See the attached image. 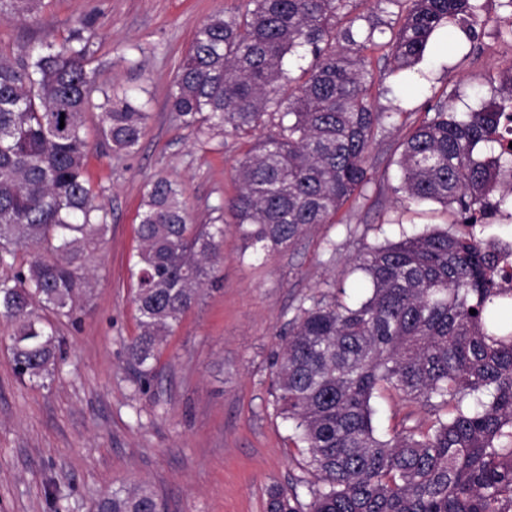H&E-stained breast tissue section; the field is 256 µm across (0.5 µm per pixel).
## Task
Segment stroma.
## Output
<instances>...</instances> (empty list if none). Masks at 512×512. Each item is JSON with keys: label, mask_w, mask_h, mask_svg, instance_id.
Here are the masks:
<instances>
[{"label": "stroma", "mask_w": 512, "mask_h": 512, "mask_svg": "<svg viewBox=\"0 0 512 512\" xmlns=\"http://www.w3.org/2000/svg\"><path fill=\"white\" fill-rule=\"evenodd\" d=\"M239 0H43L37 21L0 22V38L65 40L89 16L92 66L99 88L147 90L151 117L137 149L105 152L98 111L87 115L91 187L110 213L111 228L91 264V288L78 325L60 324L66 361L48 386L21 381L0 319V512H94L121 484L149 486L164 512H266L272 487L294 488L308 503L314 476L303 466L290 422L277 413L271 361L278 335L301 301L328 282L342 301L370 288L355 260L371 247L432 229L449 217L435 203L397 197L396 160L408 128L428 101L448 96L457 111L474 93L512 69V36L500 33L499 0H483V28L434 43L418 71L390 73L376 63L371 93L378 106L403 113L370 151L372 180L360 203L335 224H321L273 255L224 234L218 283L206 287L161 345L157 374L138 390L126 345L136 335L128 267L146 183L165 175L180 183L195 223H209L236 191L233 167L244 150L232 137H199L183 127L168 99L196 28ZM335 253H326L327 242ZM380 438L428 427L434 411L381 390L371 400Z\"/></svg>", "instance_id": "obj_1"}]
</instances>
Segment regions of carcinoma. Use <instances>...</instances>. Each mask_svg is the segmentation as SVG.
<instances>
[{
    "instance_id": "carcinoma-1",
    "label": "carcinoma",
    "mask_w": 512,
    "mask_h": 512,
    "mask_svg": "<svg viewBox=\"0 0 512 512\" xmlns=\"http://www.w3.org/2000/svg\"><path fill=\"white\" fill-rule=\"evenodd\" d=\"M244 0L193 34L170 108L205 138L249 144L224 202L248 247L273 254L318 224L336 223L365 196L370 149L396 126L399 106L371 95L370 52L390 72L413 69L435 34L476 22L480 0ZM41 0H0V21L38 18ZM61 44L0 41V265L19 248L31 261L0 279V317L15 375L43 386L65 360L42 312L76 323L92 254L110 213L86 178L87 112L97 90L88 18ZM389 29L390 38L376 34ZM99 133L128 154L150 118L148 101L103 92ZM400 142L394 191L452 211L455 229L375 246L359 258L370 294L347 305L328 294L300 303L275 366L279 415L294 424L317 475L307 505L269 492L267 512H512V294L497 287L496 256L476 227L512 207V72L478 108L448 99ZM129 267L138 333L127 345L136 379L156 375L162 339L223 263L224 222L192 223L178 185H145ZM476 314H470V310ZM436 411L425 432L382 440L370 401L379 387ZM96 512H158L147 486L112 488Z\"/></svg>"
}]
</instances>
